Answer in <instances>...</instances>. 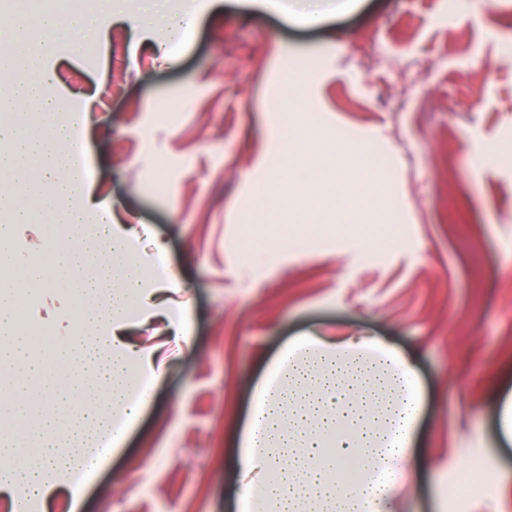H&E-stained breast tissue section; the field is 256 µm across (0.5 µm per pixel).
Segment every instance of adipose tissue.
<instances>
[{
  "label": "adipose tissue",
  "mask_w": 512,
  "mask_h": 512,
  "mask_svg": "<svg viewBox=\"0 0 512 512\" xmlns=\"http://www.w3.org/2000/svg\"><path fill=\"white\" fill-rule=\"evenodd\" d=\"M10 21L0 40L26 58L38 81L16 78L0 97V167L35 174L29 205L0 219V268L16 271L17 292L0 290V362L14 373L0 388V495L47 503L56 491L52 475L72 467L96 472L105 453L79 460L64 452L68 427L93 435L111 434L120 448L139 418L153 386L162 378L166 354L143 351L124 340L133 318L165 313L176 338L187 333L184 307H163L162 293L177 290L172 276H158L146 264L133 235L105 221L73 153L64 141L71 122L62 115L53 74L40 58L63 30L79 47L100 34V16L111 15L112 0H89L84 10L60 14L44 0H6ZM27 112L15 114V103ZM57 215L46 260L10 252L12 228ZM105 246L111 260L88 273L86 251L72 243V228ZM53 279L55 287L78 289L83 302L79 330L86 342L60 341L23 327L22 288ZM98 367L105 405H78L86 381L83 369ZM425 393L415 359L379 336L325 335L309 331L286 340L252 386V404L234 438L233 467L242 512H397L398 490L416 489L425 462L418 428ZM458 467L476 468L500 496L512 497V483L500 473L492 449L473 458L456 448Z\"/></svg>",
  "instance_id": "obj_1"
}]
</instances>
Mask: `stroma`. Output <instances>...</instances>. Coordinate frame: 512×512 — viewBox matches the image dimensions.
I'll use <instances>...</instances> for the list:
<instances>
[{
  "label": "stroma",
  "mask_w": 512,
  "mask_h": 512,
  "mask_svg": "<svg viewBox=\"0 0 512 512\" xmlns=\"http://www.w3.org/2000/svg\"><path fill=\"white\" fill-rule=\"evenodd\" d=\"M112 0L118 22L52 68L81 128L87 176L117 219L164 247L188 306L122 448L53 512H240L234 431L290 337L381 336L416 360L424 473L400 512H512L487 484L436 497L450 449H496L512 396V0ZM319 60L295 87L293 58ZM120 91H113V80ZM378 157L341 193L336 144ZM393 225L378 248L372 225ZM26 326L68 337L78 303L29 287Z\"/></svg>",
  "instance_id": "stroma-1"
}]
</instances>
